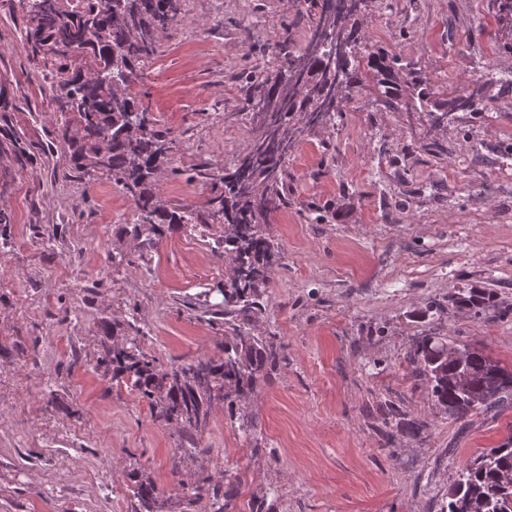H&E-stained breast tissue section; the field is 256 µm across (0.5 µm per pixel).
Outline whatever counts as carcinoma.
I'll return each instance as SVG.
<instances>
[{
  "label": "carcinoma",
  "mask_w": 512,
  "mask_h": 512,
  "mask_svg": "<svg viewBox=\"0 0 512 512\" xmlns=\"http://www.w3.org/2000/svg\"><path fill=\"white\" fill-rule=\"evenodd\" d=\"M313 2L317 13L305 45L279 53L276 68L266 74H245L254 135L219 177L221 192L204 208H172L154 187L172 139L156 132L136 88L142 84L145 61L163 41L180 34L179 0H20L26 19L21 38L29 60L49 69L56 111L64 114L55 141L67 147L71 164L112 180L131 196V233L140 247L156 246L175 230L216 224L210 242L213 256L237 273L203 292L221 296L212 311L224 330L220 354L165 365L143 351L147 333L134 315L112 322L120 334H112L95 352V370L124 378L147 402L155 421L175 425L181 436L192 439L191 447L182 448L185 453L206 454L195 439L214 407L233 408L285 359L276 337L259 334L255 323L268 306L261 287L281 261L279 246L267 230L268 217L288 206V158L304 134L336 126L343 103L362 94L370 77L384 88L387 99L404 85L418 101L432 102L434 128L448 125L457 112H483L491 105L485 86L493 78L437 101L434 87L418 72L366 42L358 20L367 0ZM496 2L502 47L512 52V0ZM448 302L476 317L502 319L512 313L492 288H473L467 296L452 289ZM407 359L408 375L425 380L436 409L456 421L512 404V374L477 346H468L466 357L454 360L448 358V343L427 334ZM493 371L501 377L497 385L487 381ZM461 373L470 377L466 391L455 382ZM471 395L480 401L475 408L467 404ZM202 501L208 512H241L224 493L223 482L209 474L182 487L178 505L188 512ZM166 505L153 483L136 484L132 512H167ZM442 512H512V438L460 469Z\"/></svg>",
  "instance_id": "1"
}]
</instances>
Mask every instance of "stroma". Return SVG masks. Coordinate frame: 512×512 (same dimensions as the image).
<instances>
[{
    "instance_id": "1",
    "label": "stroma",
    "mask_w": 512,
    "mask_h": 512,
    "mask_svg": "<svg viewBox=\"0 0 512 512\" xmlns=\"http://www.w3.org/2000/svg\"><path fill=\"white\" fill-rule=\"evenodd\" d=\"M307 0H182L180 35L144 67L143 104L175 146L156 190L172 207L215 192L252 138L246 72L272 70L307 38ZM20 0H0V512H131L136 478L163 492L209 473L269 512H440L459 469L512 438V407L468 421L435 408L406 356L423 333L485 349L512 372V318L479 320L449 289H495L512 308V53L492 0H369L360 27L441 97L493 73L487 112L431 127L377 86L308 132L288 160L290 205L268 226L284 259L256 324L284 363L179 451L126 385L93 369L100 324L140 318L168 362L217 353L202 293L229 274L201 233L177 232L147 262L133 205L75 171L52 131L62 116L21 41ZM318 203L319 214L307 211ZM443 311H429L431 301ZM78 408L69 418L46 395ZM423 423L409 434L407 421Z\"/></svg>"
}]
</instances>
